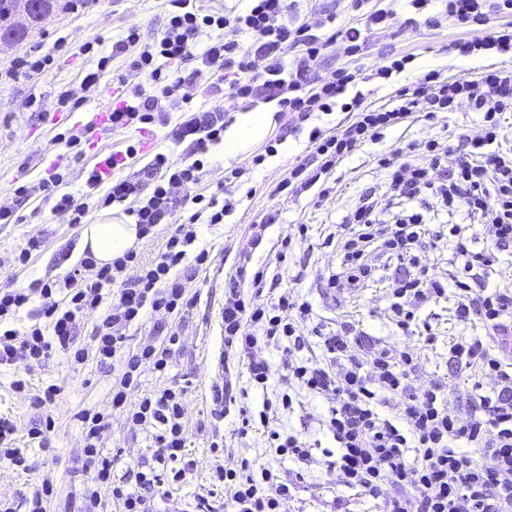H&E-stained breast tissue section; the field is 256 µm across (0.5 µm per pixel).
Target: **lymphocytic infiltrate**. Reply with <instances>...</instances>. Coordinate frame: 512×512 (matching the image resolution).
<instances>
[{
    "label": "lymphocytic infiltrate",
    "instance_id": "obj_1",
    "mask_svg": "<svg viewBox=\"0 0 512 512\" xmlns=\"http://www.w3.org/2000/svg\"><path fill=\"white\" fill-rule=\"evenodd\" d=\"M432 0H408L429 27L442 22L484 26V36L454 40L449 52L463 57L512 52V20L490 27L492 15L512 16V0H439L441 8L428 14ZM238 14L202 10L195 0H165L168 21L160 34L142 43L137 29L112 46L113 54H129L121 86L112 99L107 136L122 129L141 131L169 123L167 110L177 111L170 139L185 143L189 152L173 158L165 152L124 176L139 144L99 155L85 181L90 192H103L107 206L121 205L138 228L139 239L165 230V242L152 258L134 249L109 263L85 253L64 275L48 282L16 287L0 284V368L14 370L11 386L32 393L40 405H50L60 392L50 384L32 389L37 368L54 355L65 356L72 367L88 359L107 365L122 358L112 374L109 405L76 413L82 431L83 466L88 480L76 512H106L108 501L122 512H157L153 489L177 483L193 472L195 461L185 452L188 435L182 387H164L129 403L130 391L140 384L143 364L167 374L179 341V320L193 304L186 281L176 273L186 260L205 265L208 251L191 253L200 225L223 223L234 211L232 200L199 192L203 158L223 144L230 121L223 104L193 108L182 95L187 81L210 74L212 95L277 102L288 114L291 131H300L313 115L334 112L348 88L356 93L346 107L348 125L327 132L313 128L310 152L295 165L274 194L298 197L316 191L317 202L327 201L326 183L338 167L363 146L380 142L386 130L467 107L480 118V132L459 134L456 160H449L448 144L435 138L411 140L378 154L376 165L385 174L393 199L403 202L398 213L386 215L371 197L360 198L346 220L329 232L324 246L336 249V269L326 286L337 295H355L369 283L384 281L388 306L387 336L372 337L345 321L332 325L318 317L302 294L284 290L265 293L269 265L253 262L278 223V212L264 213L247 228L248 245L238 250L235 272L224 293V353L245 363L248 385L265 393L278 383L276 400L265 399L258 414H243L240 434L261 425L268 451L299 468L322 461L326 473L336 474L345 487L379 497L383 486L398 487L388 512H512V371L504 362V344L512 345V288L478 279L491 272L488 245L512 243V148L503 147L499 128L512 113V69L491 64L476 73L445 75L432 69L405 85L389 105L364 104L359 83L369 77L388 79L405 72L412 57L389 54L374 74L341 68L319 80L314 70L324 52L341 45L353 57L367 31L397 20L390 8L371 9L369 0H352L362 24L340 27L335 17L309 22L298 17L295 0H248ZM137 54H130V47ZM169 109H162L161 100ZM88 129H67L51 139L57 158L37 183L17 178L13 194H34L49 202L52 212L66 213L71 223H85L87 203L68 193V161L82 158ZM459 214L447 226L428 222L429 213ZM447 243L453 269L448 279L430 277V253ZM452 298L456 324L481 323L497 346L475 337L454 340L449 351L456 362L492 378V394L480 396L468 411L451 409L445 388L433 384L415 388L418 356L401 344L417 336L434 345L437 336L421 312L441 299ZM93 320L91 347L76 343L75 332ZM144 334L135 351L125 352L131 327ZM316 341L319 358L303 356L308 341ZM279 354L278 361L267 351ZM327 403L321 420L335 449H317L306 435L277 424V410H290L297 397ZM141 427L154 452L136 468L120 469L118 455L106 451L104 436L113 413ZM481 449L476 460L472 449ZM212 485L231 490V512H288L295 484L287 472L256 465L247 458L225 460L211 471Z\"/></svg>",
    "mask_w": 512,
    "mask_h": 512
}]
</instances>
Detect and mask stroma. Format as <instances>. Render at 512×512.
<instances>
[{
	"label": "stroma",
	"mask_w": 512,
	"mask_h": 512,
	"mask_svg": "<svg viewBox=\"0 0 512 512\" xmlns=\"http://www.w3.org/2000/svg\"><path fill=\"white\" fill-rule=\"evenodd\" d=\"M165 24L164 0H95L94 4L75 12L62 8L48 15L30 30L24 43L0 42V72L6 71L16 57L30 51L39 56H50L53 60L47 75L0 82V204L16 205L20 217L19 223L0 224V257L16 251L28 238L37 237L44 242L41 251L28 265L0 268V282L9 278L25 287L35 280H52L82 257L83 225L68 223L64 214H51L48 204L40 196L16 200L13 195L16 177L22 174L27 181L38 182L52 157L50 140L54 134L84 125L95 115L98 96L86 98L79 109L61 111L56 105L59 92L78 86L84 74L97 69L98 61L103 57L108 58L109 65L105 71H100L102 81L116 80L126 71L128 58L124 55L113 57V43L122 39L132 26L139 28L142 41H150ZM482 34V26L476 24L457 26L450 23L437 29L422 24L406 29L395 26L375 29L369 33L362 55L348 58L341 51H328L316 73L325 76L343 64L368 72L379 66L382 57L388 53L413 54L414 59L405 73L367 84L368 103L389 104L404 84L431 69H442L452 75L493 62L512 68V53L470 57L448 53L447 46L451 41L461 37L477 38ZM87 43L92 46L88 53L82 50ZM30 96L36 98L38 110L23 108V101ZM346 122L347 115L341 111L314 117L310 127L287 135L277 144L275 153L269 154L257 167L253 166L251 155L230 160L218 146L206 159L200 185L203 191L210 193L225 184L227 168L243 167L247 173L238 181L225 184L229 187L230 198L236 203L233 213L225 217L223 224L201 229L199 245L208 250L210 263L206 269L193 272L187 282L195 303L180 325L182 336L172 369L164 376L148 368L142 371L143 390L186 387L187 447L196 460L192 474L183 483L168 486L166 495L157 499L159 512H192L197 495L207 491L212 494L216 512H226L229 492L209 488L210 472L216 463L210 450L211 443L222 445L229 457L247 456L269 465L274 462L266 450L263 431H250L247 438L241 439L236 434L240 424L236 411L223 418L211 414L218 375L227 372L240 381L246 376V367L241 361L224 355L221 323L224 281L236 266V248L243 243L246 226L261 212L269 209L281 212L280 223L273 225L267 233L264 249L254 255L255 263L260 264L273 259L280 241L294 232L296 225H308V240H294L286 262L278 269L274 288H292L308 295L318 313L330 321L348 320L371 335L385 334L383 312L387 299L383 288H369L358 296L344 299L326 293L318 275L335 265L336 255L331 249L318 248L317 243L326 228L343 221L360 195L382 186L383 175L375 167L374 154L394 149L403 141L428 137L446 138L449 145L454 146L458 143L459 132L465 130L474 135L479 130L477 115L464 107L437 114L431 119L407 123L388 131L382 143L366 145L346 160L338 169L341 177L338 192L323 206H313L312 196L308 193L297 198L270 196V186L287 177L305 155L311 127L325 130ZM136 139L142 142V155L132 160L130 168L134 171L143 166L144 155L162 151L177 158L186 151L185 146L171 144L162 127L141 135L120 130L99 141L98 146L106 151L121 149ZM302 268L307 271L305 280L294 283L295 273ZM449 307V302L444 301L434 308L436 316L431 323L438 334L435 345L424 346L415 336L409 337L408 342L418 354L416 386L445 382L452 405L465 407L474 402L477 394H490L493 383L483 380L481 391H474L472 379L459 370L449 354L448 345L461 334L480 338L489 345L495 344L496 339L487 335L482 325L462 327L454 324ZM36 376L60 386L61 392L54 405L31 404L30 400L13 392L10 373H0V415L15 421L19 445L27 449L32 463L31 471L26 473L0 469V498L9 500L14 512H29L31 501L48 472L54 476L57 502L80 493L87 475L81 460V430L73 415L84 408L105 406L111 400L112 369L97 365L93 360L76 370L56 357L37 369ZM325 411L322 400L307 398L293 409L279 412L277 422L282 427L309 433L322 447L328 448L332 441L319 429V420ZM202 423L207 426L203 435L197 432ZM34 427L44 431L43 445L39 448L29 447L27 442V433ZM105 446L121 452L123 463L132 467L152 453L146 433L126 424L119 415L112 418ZM393 492V487L388 486L382 497L371 498L361 491L339 485L337 480L325 475L321 465L316 464L304 471L299 479L288 512H384L386 499Z\"/></svg>",
	"instance_id": "stroma-1"
}]
</instances>
